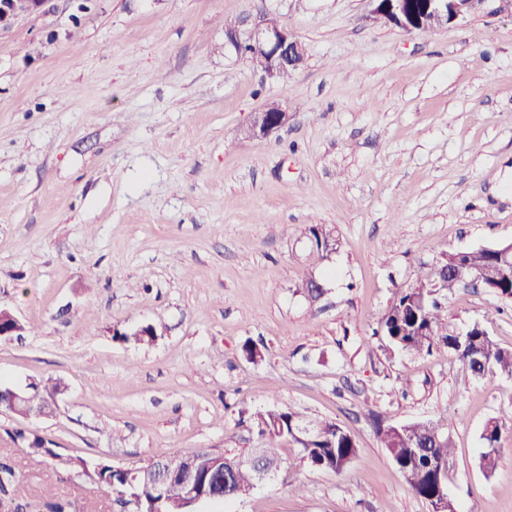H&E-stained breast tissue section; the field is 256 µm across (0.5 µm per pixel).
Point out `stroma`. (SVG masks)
I'll list each match as a JSON object with an SVG mask.
<instances>
[{
  "label": "stroma",
  "instance_id": "1",
  "mask_svg": "<svg viewBox=\"0 0 512 512\" xmlns=\"http://www.w3.org/2000/svg\"><path fill=\"white\" fill-rule=\"evenodd\" d=\"M79 3L0 29V309L25 327L0 338V381L65 387L52 418L0 414L17 476L0 512H43L49 486L73 512H132L31 465L8 430L134 468L261 447L249 416L269 409L338 423L356 456L338 476L283 444L287 481L198 512H431L374 425L444 412L449 498L512 512V377L474 379L451 352H397L375 333L446 255L512 242V7L415 34L373 19L371 0ZM262 9L307 48L284 82L224 53L225 20ZM271 100L287 124L243 138ZM308 224L338 242L323 262ZM436 297L449 329L477 322L512 349V300L470 284ZM147 325L151 342L113 337ZM503 427L504 424L498 418H493L488 421L481 433V439L485 448L481 456V464L488 473H491L496 466V458L501 449L498 448V443Z\"/></svg>",
  "mask_w": 512,
  "mask_h": 512
}]
</instances>
